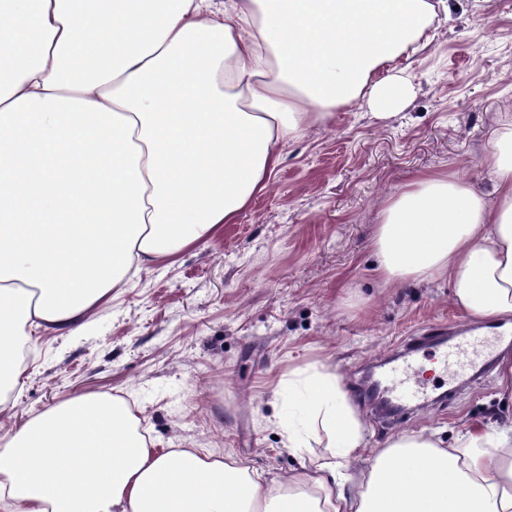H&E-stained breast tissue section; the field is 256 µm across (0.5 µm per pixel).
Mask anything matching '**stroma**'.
Listing matches in <instances>:
<instances>
[{
	"label": "stroma",
	"instance_id": "stroma-1",
	"mask_svg": "<svg viewBox=\"0 0 512 512\" xmlns=\"http://www.w3.org/2000/svg\"><path fill=\"white\" fill-rule=\"evenodd\" d=\"M428 44L403 62L414 97L396 114L368 105L338 110L291 141L272 187L214 237L173 264L114 289L74 333L34 338L21 383L0 408V438L32 416L86 394L133 400L159 447L203 448L272 485L299 457L278 438L286 401L276 377L288 365L328 362L368 423L371 446L408 432L444 443L476 425L512 421V397L484 375L426 374L424 399L382 419L360 388L413 340L416 367L433 360L429 334L464 318L447 282L383 283L370 240L383 202L417 174L457 173L487 200L496 176L485 159L512 131V0H447Z\"/></svg>",
	"mask_w": 512,
	"mask_h": 512
}]
</instances>
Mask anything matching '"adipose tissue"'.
Returning <instances> with one entry per match:
<instances>
[{"mask_svg":"<svg viewBox=\"0 0 512 512\" xmlns=\"http://www.w3.org/2000/svg\"><path fill=\"white\" fill-rule=\"evenodd\" d=\"M445 0H0V384L19 341L66 331L128 275L236 223L283 148L358 100L403 106L398 60ZM487 201L424 172L381 208L388 283L448 281L468 316L512 326V132ZM289 447L329 453L277 491L248 468L160 448L119 396L88 394L0 441L10 512H512V425L444 444L367 425L335 367H289Z\"/></svg>","mask_w":512,"mask_h":512,"instance_id":"obj_1","label":"adipose tissue"}]
</instances>
